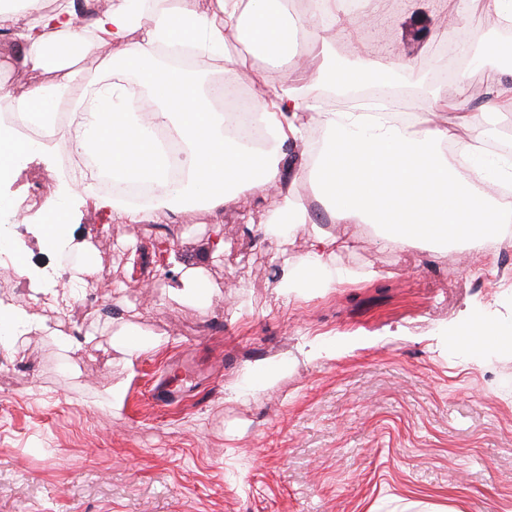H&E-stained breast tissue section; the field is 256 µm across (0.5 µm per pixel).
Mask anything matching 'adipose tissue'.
<instances>
[{
	"mask_svg": "<svg viewBox=\"0 0 512 512\" xmlns=\"http://www.w3.org/2000/svg\"><path fill=\"white\" fill-rule=\"evenodd\" d=\"M33 15L34 23L16 28L18 12ZM365 5L349 9L348 0H309V28H301L284 0H215L211 12L184 8L180 0H157L141 9L137 0H109L90 22L85 37L69 10L48 11L43 0H0V29L14 30L30 70L69 67L78 53L99 54L120 69L137 71L155 90L160 102L150 112L134 111L133 92L120 83L89 92L90 77H66L58 86L39 84L16 98L17 112L43 115L60 102L77 108L82 119L68 132L73 149L100 162L113 179L147 181L160 190V204L169 207L202 205L218 209L237 194L259 187H279L287 178L310 180L339 224H377L386 245L416 246L421 241L460 244L474 237L497 234L512 223V163L489 169L476 161L479 141L495 138L496 129L474 137H455L454 129L472 128L474 115L466 90L454 98L431 92L426 117L405 123L378 120L355 109L337 111L305 100L303 86L290 81L256 100L250 117L262 126L266 144L261 153L229 135L228 118L212 111L205 94L183 73L160 69L157 47L162 43L194 47L202 61L227 59L244 63V56H227L226 37L235 35L244 45H259L267 63L297 56L303 39L327 49L324 68L316 77L341 87L378 78L371 60H337L330 49L334 39L346 36L355 17L366 16ZM141 40H132L135 29ZM448 111L451 126L432 124L429 115ZM166 127L185 144L183 184L170 188L166 175L170 153L156 135ZM323 131L322 144L309 142L311 128ZM300 148L302 164L288 173L282 147ZM335 261V242L317 235L308 251L285 262V287L301 282L318 288L335 284L329 270Z\"/></svg>",
	"mask_w": 512,
	"mask_h": 512,
	"instance_id": "ef3b65f1",
	"label": "adipose tissue"
}]
</instances>
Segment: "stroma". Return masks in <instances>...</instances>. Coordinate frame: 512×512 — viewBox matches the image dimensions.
I'll use <instances>...</instances> for the list:
<instances>
[{
  "mask_svg": "<svg viewBox=\"0 0 512 512\" xmlns=\"http://www.w3.org/2000/svg\"><path fill=\"white\" fill-rule=\"evenodd\" d=\"M459 0H389L373 37L354 28L337 58L416 57L397 75L424 104L485 87V42H501L486 11L483 42L458 76L438 57ZM252 92L287 82L289 62L254 59L232 72ZM53 70L32 71L0 33V103ZM56 152L22 164L0 197L28 184L71 182ZM318 227L335 238L345 282L283 298L281 265L265 229L277 191H246L214 211L156 208L118 224L96 200L66 197L55 249L43 219L9 223L8 250L25 272L1 271L0 290L28 319L0 344V512H512V352L474 347L467 329L512 326V242L488 250L384 247L374 224H326L307 181L294 184ZM499 265V285L484 277ZM208 295L183 288L188 272ZM97 273L69 300L64 331L49 330L47 292ZM169 380L175 402L156 400Z\"/></svg>",
  "mask_w": 512,
  "mask_h": 512,
  "instance_id": "obj_1",
  "label": "stroma"
}]
</instances>
